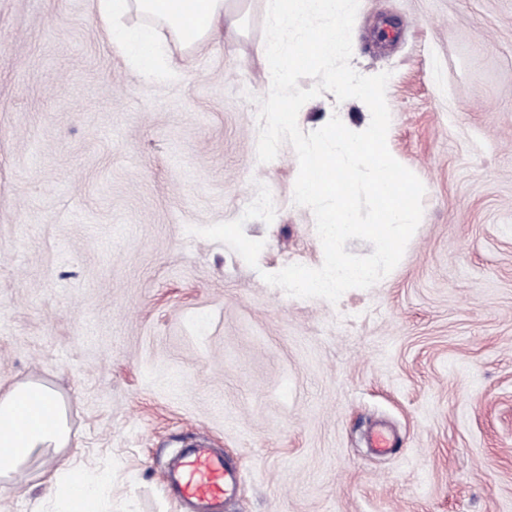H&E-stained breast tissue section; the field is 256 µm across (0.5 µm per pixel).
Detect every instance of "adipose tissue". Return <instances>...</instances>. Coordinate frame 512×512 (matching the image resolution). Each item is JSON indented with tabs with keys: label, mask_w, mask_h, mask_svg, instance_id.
Here are the masks:
<instances>
[{
	"label": "adipose tissue",
	"mask_w": 512,
	"mask_h": 512,
	"mask_svg": "<svg viewBox=\"0 0 512 512\" xmlns=\"http://www.w3.org/2000/svg\"><path fill=\"white\" fill-rule=\"evenodd\" d=\"M97 10L111 41L149 73L163 66L157 40L144 30L115 27L116 19L137 11L191 46L220 34L227 16L224 0H97ZM68 409L57 391L37 381L0 387V448L5 451L0 482H12L36 454L50 450L58 455L45 479L52 512H102L101 486L90 484L72 459L60 454L71 443Z\"/></svg>",
	"instance_id": "1"
}]
</instances>
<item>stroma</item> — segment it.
I'll list each match as a JSON object with an SVG mask.
<instances>
[{
    "mask_svg": "<svg viewBox=\"0 0 512 512\" xmlns=\"http://www.w3.org/2000/svg\"><path fill=\"white\" fill-rule=\"evenodd\" d=\"M266 7L189 47L159 27L179 67L146 75L95 0H0V384L70 402L105 512H183L167 466L201 436L242 471L225 512H512V0H360L350 64L389 72L425 194L335 304L263 279L324 260L293 147L257 160ZM52 463L0 512H49Z\"/></svg>",
    "mask_w": 512,
    "mask_h": 512,
    "instance_id": "35a3bbf8",
    "label": "stroma"
}]
</instances>
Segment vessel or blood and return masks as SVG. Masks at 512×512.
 Returning a JSON list of instances; mask_svg holds the SVG:
<instances>
[{
    "label": "vessel or blood",
    "mask_w": 512,
    "mask_h": 512,
    "mask_svg": "<svg viewBox=\"0 0 512 512\" xmlns=\"http://www.w3.org/2000/svg\"><path fill=\"white\" fill-rule=\"evenodd\" d=\"M241 472L222 453L197 441L177 458L169 481L194 512H224L237 495Z\"/></svg>",
    "instance_id": "1"
}]
</instances>
